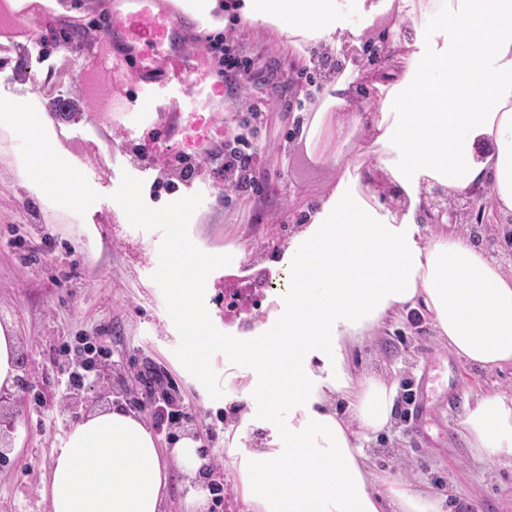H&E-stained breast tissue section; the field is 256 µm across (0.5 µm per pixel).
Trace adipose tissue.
I'll return each instance as SVG.
<instances>
[{
	"instance_id": "obj_1",
	"label": "adipose tissue",
	"mask_w": 512,
	"mask_h": 512,
	"mask_svg": "<svg viewBox=\"0 0 512 512\" xmlns=\"http://www.w3.org/2000/svg\"><path fill=\"white\" fill-rule=\"evenodd\" d=\"M368 26L393 18L387 71L345 66L306 113L299 139L336 166L334 184L288 238L274 306L246 338L224 343V361L246 381L253 414L224 434L245 502L259 512H442L432 492L412 490L371 468L358 436L384 430L395 388L355 378L345 351L394 313L429 315L449 347L484 368L512 364V275L469 236L440 228L422 235L421 193L437 185L455 196L482 193L512 214V0H351ZM187 22L222 31L231 17L313 47L335 42L344 25L338 0H178ZM377 90L373 104L351 96L356 80ZM0 127L28 142L26 184L37 195L69 186L71 160L50 133L47 112L0 106ZM366 128L372 164L347 163L345 129ZM395 186L398 208L377 198L374 181ZM177 309L192 308L203 283L198 252L172 237ZM216 341L202 315L184 323L187 361L207 367ZM333 371L324 379L323 371ZM348 417L332 412V396ZM268 434L245 444L253 423ZM460 426L488 459L512 466V396L478 395ZM192 439L163 458L141 416L114 405L88 412L54 450L52 512H161L167 464L193 459Z\"/></svg>"
}]
</instances>
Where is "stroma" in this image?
I'll list each match as a JSON object with an SVG mask.
<instances>
[{
  "instance_id": "stroma-1",
  "label": "stroma",
  "mask_w": 512,
  "mask_h": 512,
  "mask_svg": "<svg viewBox=\"0 0 512 512\" xmlns=\"http://www.w3.org/2000/svg\"><path fill=\"white\" fill-rule=\"evenodd\" d=\"M69 9L65 27L44 34L40 43L0 36V100L29 112L67 101L70 112L55 114L58 142L72 156L85 203L61 208L25 185L21 162L28 150L23 137L0 128V325L12 330L26 357L32 388L51 403L47 414L24 401L13 438V452L0 462V512H51L44 496L53 452L71 424L84 414L81 397L88 387H67L55 361L63 341L91 342L112 352L123 371L105 382L107 399L133 406L145 392L142 370H164L172 393L205 426L209 446L227 485L237 472L224 452V432L250 411L242 385L227 381L225 340L252 331L254 315L224 305V293L261 288L279 279L276 249L288 242L295 225L336 177L333 167L309 159L292 144L291 116L304 104L301 90L327 77L336 54L306 55L286 37L244 26L227 28L237 53L251 58L248 80L225 89L216 106L232 134L251 129L250 142L262 154L251 175L265 190L238 195L218 188L212 178L215 140L196 158L195 173L183 179L166 158L153 157L141 173L136 148L152 134L147 118L154 104L147 82L122 84L120 75L92 69L96 57L125 61L119 35L97 38L93 27L110 13V0H59ZM85 51L71 53L73 40ZM124 94L125 109L112 115V148L88 154L101 142L88 115L95 105ZM141 190L147 206H172L186 195L197 199L195 222L181 225L182 236L207 259V278L196 294L216 341L212 374H201L183 357V325L176 291L159 273H171V228L165 224H123L117 209L130 189ZM480 247L512 272V222L494 215L476 228ZM242 246L246 257L233 272L224 270V249ZM353 376L376 377L396 387L394 412L386 429L359 444L368 464L397 482L445 497L444 512H512V468L480 456L458 431L457 421L476 394H512V365L483 369L456 356L433 321L416 311L385 319L372 336L349 349ZM427 388L419 431H411L399 412L419 382Z\"/></svg>"
}]
</instances>
